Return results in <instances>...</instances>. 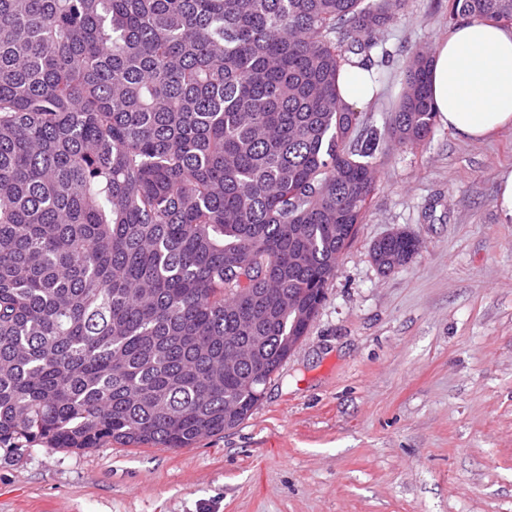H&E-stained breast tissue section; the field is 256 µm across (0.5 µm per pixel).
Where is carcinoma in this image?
Masks as SVG:
<instances>
[{"label": "carcinoma", "mask_w": 512, "mask_h": 512, "mask_svg": "<svg viewBox=\"0 0 512 512\" xmlns=\"http://www.w3.org/2000/svg\"><path fill=\"white\" fill-rule=\"evenodd\" d=\"M402 2L0 0V444L188 448L251 415L238 348L279 365L387 151L434 126L418 50L383 131L339 93Z\"/></svg>", "instance_id": "obj_1"}]
</instances>
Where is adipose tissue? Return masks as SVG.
I'll return each mask as SVG.
<instances>
[{
	"label": "adipose tissue",
	"instance_id": "obj_1",
	"mask_svg": "<svg viewBox=\"0 0 512 512\" xmlns=\"http://www.w3.org/2000/svg\"><path fill=\"white\" fill-rule=\"evenodd\" d=\"M431 56L432 109L441 125L470 141L512 126V27L460 21Z\"/></svg>",
	"mask_w": 512,
	"mask_h": 512
}]
</instances>
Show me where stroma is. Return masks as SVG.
Listing matches in <instances>:
<instances>
[{"label": "stroma", "mask_w": 512, "mask_h": 512, "mask_svg": "<svg viewBox=\"0 0 512 512\" xmlns=\"http://www.w3.org/2000/svg\"><path fill=\"white\" fill-rule=\"evenodd\" d=\"M448 0H405L372 52L383 129L409 48ZM512 128L434 125L390 150L307 336L235 428L188 448L0 445V512H512V222L495 199ZM418 241L381 273L371 244Z\"/></svg>", "instance_id": "obj_1"}]
</instances>
